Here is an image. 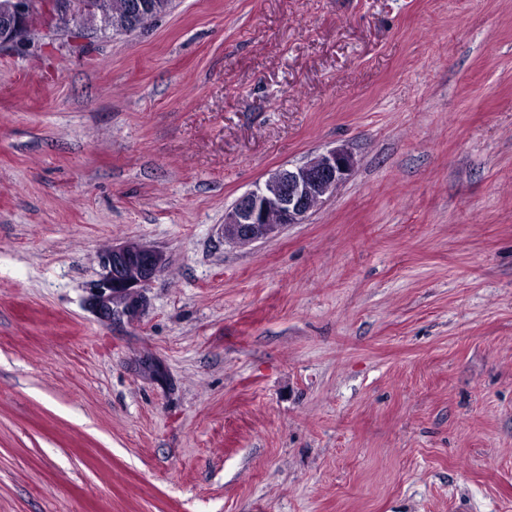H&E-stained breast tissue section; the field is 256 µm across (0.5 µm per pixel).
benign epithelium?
<instances>
[{
  "mask_svg": "<svg viewBox=\"0 0 512 512\" xmlns=\"http://www.w3.org/2000/svg\"><path fill=\"white\" fill-rule=\"evenodd\" d=\"M52 9L56 20L73 21L87 29L92 23L112 22L108 0H99L96 13L87 14L78 0H0V47L25 45L36 9ZM351 152L330 149L294 168H280L240 196L224 219V241L249 245L270 238L289 224L302 223L316 204L350 176ZM166 264V255L153 247L130 242L102 256L104 274L91 304L104 322L133 320L145 304V288Z\"/></svg>",
  "mask_w": 512,
  "mask_h": 512,
  "instance_id": "1",
  "label": "benign epithelium"
}]
</instances>
